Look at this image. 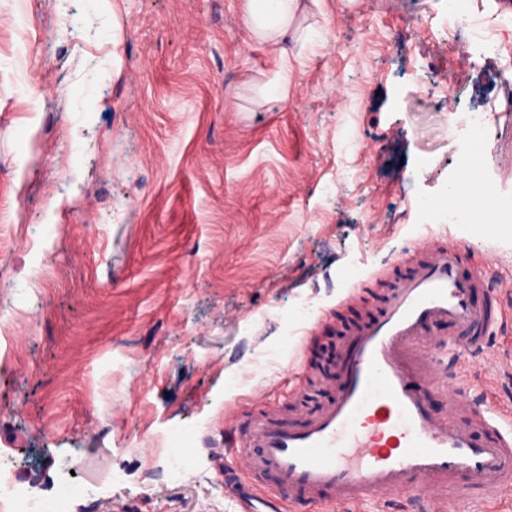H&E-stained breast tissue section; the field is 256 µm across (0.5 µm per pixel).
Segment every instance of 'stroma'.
Returning a JSON list of instances; mask_svg holds the SVG:
<instances>
[{"instance_id":"obj_1","label":"stroma","mask_w":512,"mask_h":512,"mask_svg":"<svg viewBox=\"0 0 512 512\" xmlns=\"http://www.w3.org/2000/svg\"><path fill=\"white\" fill-rule=\"evenodd\" d=\"M302 25L324 45L283 54L249 39L239 0H0V474L40 464L47 495L75 463L100 493L69 512H240L225 407L243 426L265 397L287 419L324 403L397 255L457 240L463 273L512 281V227L421 209L457 173L458 106L491 113L479 179L512 195V73L477 40L511 42L512 8L320 0ZM27 40L35 112L17 78ZM281 75L287 99H259ZM495 352L512 332L458 373L503 423ZM168 454L192 462L180 481Z\"/></svg>"}]
</instances>
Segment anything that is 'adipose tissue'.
<instances>
[{"instance_id": "1", "label": "adipose tissue", "mask_w": 512, "mask_h": 512, "mask_svg": "<svg viewBox=\"0 0 512 512\" xmlns=\"http://www.w3.org/2000/svg\"><path fill=\"white\" fill-rule=\"evenodd\" d=\"M301 0H240V19L257 43L280 47L299 27Z\"/></svg>"}]
</instances>
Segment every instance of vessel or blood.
Segmentation results:
<instances>
[{
  "label": "vessel or blood",
  "instance_id": "obj_1",
  "mask_svg": "<svg viewBox=\"0 0 512 512\" xmlns=\"http://www.w3.org/2000/svg\"><path fill=\"white\" fill-rule=\"evenodd\" d=\"M465 247L428 240L400 255L406 267L383 311L353 326L330 398L299 422L267 403L224 444L240 471L272 500L328 496L338 512H433L462 498L512 501V425L488 415L467 383L437 412L430 399L467 347L501 325L512 287H490L483 270L460 272ZM484 303H477L478 293ZM447 348V358L429 355Z\"/></svg>",
  "mask_w": 512,
  "mask_h": 512
}]
</instances>
